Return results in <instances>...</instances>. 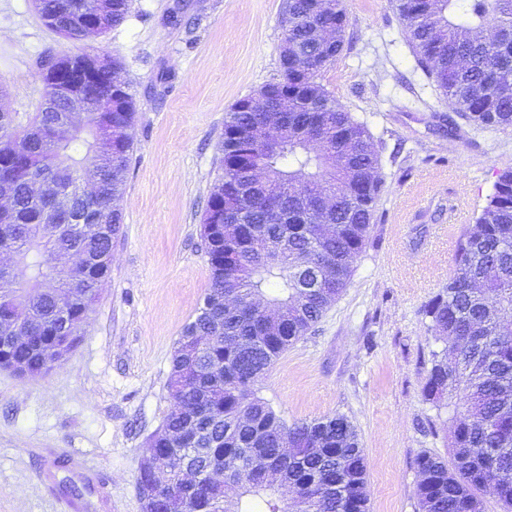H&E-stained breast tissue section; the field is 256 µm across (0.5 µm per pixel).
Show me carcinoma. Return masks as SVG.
Here are the masks:
<instances>
[{"mask_svg":"<svg viewBox=\"0 0 512 512\" xmlns=\"http://www.w3.org/2000/svg\"><path fill=\"white\" fill-rule=\"evenodd\" d=\"M130 0H32L43 23L73 37L86 18L99 31L119 25ZM419 65L451 105L437 114L448 136L512 127V0H393ZM281 78L266 87L276 106L244 112L233 104L219 144L223 174L202 215L211 284L182 329L169 388L175 407L148 448L158 467L138 482L184 498L183 512H368L366 462L358 432L343 415L287 422L259 396L267 372L305 336L347 287L373 223L382 181L367 127L318 81L343 55L348 25L336 0H286ZM88 54L55 56L42 70L45 93L26 125L1 102L0 250L13 280L0 288V324L35 301L31 339H0V366L45 375L47 361L72 348L106 283L121 231L118 206L134 149L135 101L129 86L99 75L81 88L97 112L62 111L56 71ZM74 196L55 210L47 236L45 198ZM87 260L66 270L63 253ZM47 279L79 291L81 304L59 316ZM443 344L432 354L422 395L447 426L451 461L416 460L418 512H485L490 488L512 512V167L497 171L485 205L459 240L448 282L424 308ZM195 429L185 453L170 438ZM288 441V452L281 441ZM224 468V484L192 485L179 462Z\"/></svg>","mask_w":512,"mask_h":512,"instance_id":"1","label":"carcinoma"}]
</instances>
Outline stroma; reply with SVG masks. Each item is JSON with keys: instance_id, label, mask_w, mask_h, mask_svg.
<instances>
[{"instance_id": "obj_1", "label": "stroma", "mask_w": 512, "mask_h": 512, "mask_svg": "<svg viewBox=\"0 0 512 512\" xmlns=\"http://www.w3.org/2000/svg\"><path fill=\"white\" fill-rule=\"evenodd\" d=\"M348 48L320 81L364 123L385 181L351 280L277 360L261 394L288 421L342 414L367 466L369 512H418L416 459L449 458L424 430L422 396L439 349L423 314L447 282L456 242L440 234L448 190L469 217L512 164V127L451 141L431 115L448 104L418 65L391 0H344ZM283 0H130L100 36L46 27L32 0H0V85L18 123L36 112L48 55L118 59L136 101L123 224L112 271L66 359L48 374L0 368V512H143L137 478L174 407L176 341L210 286L201 217L222 175L219 142L238 99L280 78Z\"/></svg>"}]
</instances>
